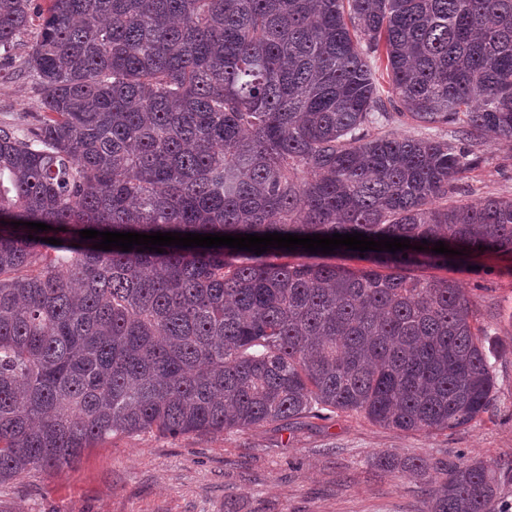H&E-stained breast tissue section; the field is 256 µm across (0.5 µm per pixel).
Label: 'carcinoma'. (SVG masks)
Masks as SVG:
<instances>
[{"label": "carcinoma", "mask_w": 512, "mask_h": 512, "mask_svg": "<svg viewBox=\"0 0 512 512\" xmlns=\"http://www.w3.org/2000/svg\"><path fill=\"white\" fill-rule=\"evenodd\" d=\"M36 20L43 115L0 125V485L116 435L338 410L453 433L490 410L470 298L411 271L451 262L438 241L512 255V198L448 202L484 137L512 139V0H0V49ZM389 104L467 146L371 134ZM85 229L411 248L353 269L301 247L99 250ZM505 484L512 462H452L426 512H512Z\"/></svg>", "instance_id": "cac0c4a2"}]
</instances>
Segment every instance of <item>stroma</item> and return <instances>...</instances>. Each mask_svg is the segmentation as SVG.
<instances>
[{
    "instance_id": "35a3bbf8",
    "label": "stroma",
    "mask_w": 512,
    "mask_h": 512,
    "mask_svg": "<svg viewBox=\"0 0 512 512\" xmlns=\"http://www.w3.org/2000/svg\"><path fill=\"white\" fill-rule=\"evenodd\" d=\"M37 37L29 27L10 54L0 53V124L22 131L42 107L20 76ZM370 132L458 139L456 125L419 124L396 111ZM480 152V167L457 183V200L512 197V140L485 138ZM417 274L456 281L487 334L492 407L464 430L407 433L339 411L243 432L120 435L87 449L72 467L0 486V501L14 512H423L428 484L382 471L379 455L424 457L438 467L512 459V259L490 255L475 269L451 264Z\"/></svg>"
}]
</instances>
